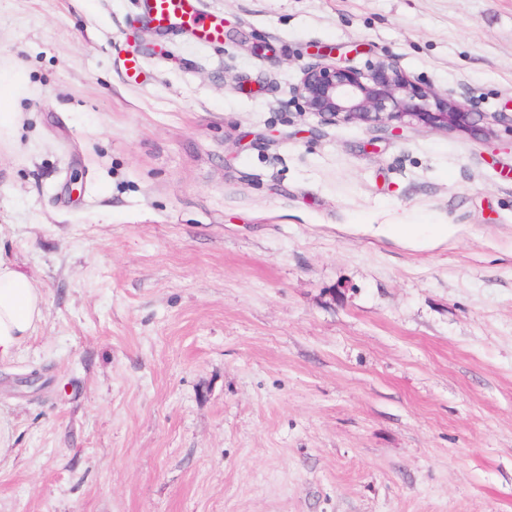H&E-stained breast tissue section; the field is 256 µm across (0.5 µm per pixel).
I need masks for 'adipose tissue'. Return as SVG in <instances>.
I'll return each instance as SVG.
<instances>
[{
	"mask_svg": "<svg viewBox=\"0 0 512 512\" xmlns=\"http://www.w3.org/2000/svg\"><path fill=\"white\" fill-rule=\"evenodd\" d=\"M44 311L41 289L0 256V360L17 354L43 321Z\"/></svg>",
	"mask_w": 512,
	"mask_h": 512,
	"instance_id": "1",
	"label": "adipose tissue"
}]
</instances>
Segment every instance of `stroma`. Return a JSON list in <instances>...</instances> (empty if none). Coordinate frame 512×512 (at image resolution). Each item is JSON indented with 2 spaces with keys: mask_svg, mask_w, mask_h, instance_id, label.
<instances>
[{
  "mask_svg": "<svg viewBox=\"0 0 512 512\" xmlns=\"http://www.w3.org/2000/svg\"><path fill=\"white\" fill-rule=\"evenodd\" d=\"M144 3L0 0V253L45 299L0 512H512V128L373 150L292 94L356 45L512 110V0H201L215 44Z\"/></svg>",
  "mask_w": 512,
  "mask_h": 512,
  "instance_id": "stroma-1",
  "label": "stroma"
}]
</instances>
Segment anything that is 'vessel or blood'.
<instances>
[{"instance_id":"obj_1","label":"vessel or blood","mask_w":512,"mask_h":512,"mask_svg":"<svg viewBox=\"0 0 512 512\" xmlns=\"http://www.w3.org/2000/svg\"><path fill=\"white\" fill-rule=\"evenodd\" d=\"M148 23L163 34L187 31L200 40L218 42L224 37V22L218 16H206L200 0H146Z\"/></svg>"}]
</instances>
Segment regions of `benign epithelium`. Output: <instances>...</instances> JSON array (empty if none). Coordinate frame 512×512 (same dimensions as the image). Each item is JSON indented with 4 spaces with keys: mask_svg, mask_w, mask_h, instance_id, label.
<instances>
[{
    "mask_svg": "<svg viewBox=\"0 0 512 512\" xmlns=\"http://www.w3.org/2000/svg\"><path fill=\"white\" fill-rule=\"evenodd\" d=\"M331 52L302 69L294 87L302 109L324 123L347 122L397 134L414 123L432 130L485 134L494 124L512 127V114L473 112L448 94L437 93L411 79L393 59H382L362 72L328 62Z\"/></svg>",
    "mask_w": 512,
    "mask_h": 512,
    "instance_id": "obj_1",
    "label": "benign epithelium"
}]
</instances>
